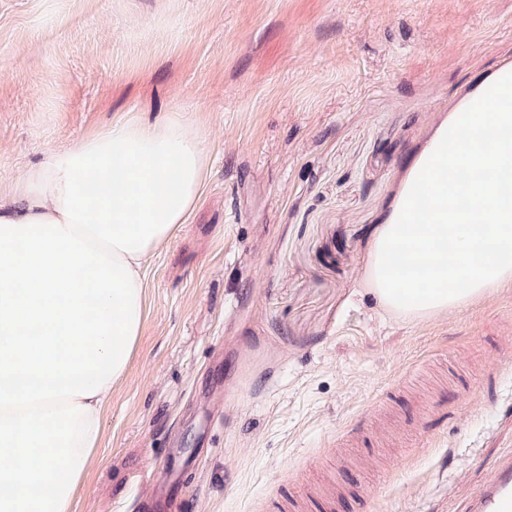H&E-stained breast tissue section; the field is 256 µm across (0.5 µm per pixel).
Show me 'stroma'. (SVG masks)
<instances>
[{"label": "stroma", "mask_w": 512, "mask_h": 512, "mask_svg": "<svg viewBox=\"0 0 512 512\" xmlns=\"http://www.w3.org/2000/svg\"><path fill=\"white\" fill-rule=\"evenodd\" d=\"M512 0H0V186L173 112L209 156L74 512H468L512 456V286L420 320L363 276ZM288 487L291 500L279 497Z\"/></svg>", "instance_id": "1"}]
</instances>
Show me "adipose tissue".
Masks as SVG:
<instances>
[{"instance_id":"ef3b65f1","label":"adipose tissue","mask_w":512,"mask_h":512,"mask_svg":"<svg viewBox=\"0 0 512 512\" xmlns=\"http://www.w3.org/2000/svg\"><path fill=\"white\" fill-rule=\"evenodd\" d=\"M512 66L429 131L374 231L365 281L405 318L512 284ZM207 152L178 112L51 151L0 193V512H73L145 319L144 272L188 223Z\"/></svg>"}]
</instances>
